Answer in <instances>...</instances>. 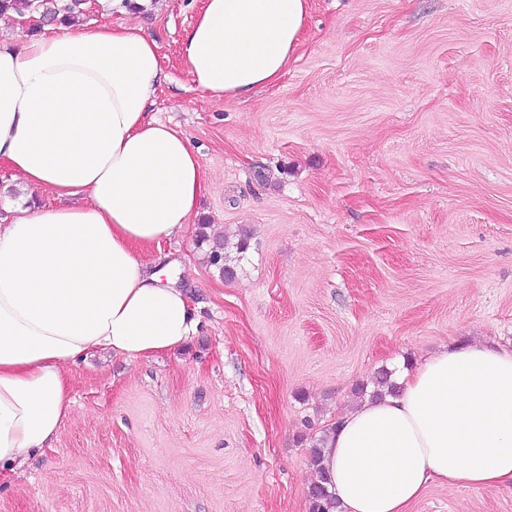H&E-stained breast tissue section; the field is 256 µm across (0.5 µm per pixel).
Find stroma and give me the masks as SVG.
Returning <instances> with one entry per match:
<instances>
[{
  "instance_id": "obj_1",
  "label": "stroma",
  "mask_w": 512,
  "mask_h": 512,
  "mask_svg": "<svg viewBox=\"0 0 512 512\" xmlns=\"http://www.w3.org/2000/svg\"><path fill=\"white\" fill-rule=\"evenodd\" d=\"M204 0H84L135 23L168 76L153 110L208 180L177 261L184 348L68 368L71 419L0 483V512H310L313 440L356 385L449 342L512 347V0H310L282 78L194 89L178 54ZM250 246L221 277L200 223ZM409 512H512V487L434 483Z\"/></svg>"
}]
</instances>
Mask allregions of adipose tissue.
Here are the masks:
<instances>
[{
  "instance_id": "obj_1",
  "label": "adipose tissue",
  "mask_w": 512,
  "mask_h": 512,
  "mask_svg": "<svg viewBox=\"0 0 512 512\" xmlns=\"http://www.w3.org/2000/svg\"><path fill=\"white\" fill-rule=\"evenodd\" d=\"M307 13L308 0H206L178 52L198 90L235 99L280 80ZM163 77L134 24L0 37V161L57 199L0 224V477L58 438L68 365L134 362L198 330L185 289L137 257L180 235L207 190L188 138L149 113ZM398 384L327 433L339 512H408L434 482L512 485V349L450 345Z\"/></svg>"
}]
</instances>
